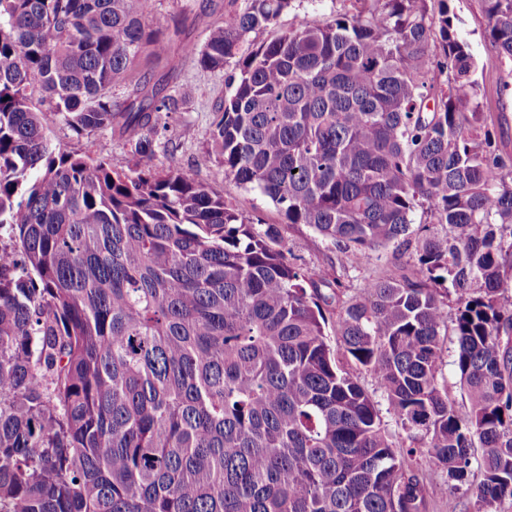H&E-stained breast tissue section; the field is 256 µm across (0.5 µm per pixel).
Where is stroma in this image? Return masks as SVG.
I'll use <instances>...</instances> for the list:
<instances>
[{
	"mask_svg": "<svg viewBox=\"0 0 512 512\" xmlns=\"http://www.w3.org/2000/svg\"><path fill=\"white\" fill-rule=\"evenodd\" d=\"M226 3L227 0H156L154 19L164 25L184 20L187 41L200 46L210 28L223 23ZM450 6L458 18L459 35L467 42L477 64L472 78L478 85L481 110L493 119L500 150L512 153V63L499 61L494 55L481 0H451ZM351 7V0H295L293 9L283 14L275 26L255 31L250 38L260 45L296 26L300 20L326 22ZM236 68V63L231 62L224 70L206 71L182 58L177 49L169 60L139 65L136 76L143 85L164 83L167 93L182 101L179 111L159 114L156 138L159 160L165 165L195 168L203 183L223 193L225 199L250 220L281 225L292 262L306 266L327 265L336 256L334 248L305 225L283 227V219L269 199L225 178L223 167L206 157L213 112L228 94L227 75ZM43 123L53 142L71 150L91 144L95 155L108 159L119 171L129 170L132 165L129 149L118 143L110 131L95 132L86 140L78 138L49 108L44 111ZM481 479V473L476 470L464 484L449 481L440 471L425 472L427 512H476L470 488Z\"/></svg>",
	"mask_w": 512,
	"mask_h": 512,
	"instance_id": "35a3bbf8",
	"label": "stroma"
}]
</instances>
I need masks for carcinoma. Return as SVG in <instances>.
I'll list each match as a JSON object with an SVG mask.
<instances>
[{
    "instance_id": "cac0c4a2",
    "label": "carcinoma",
    "mask_w": 512,
    "mask_h": 512,
    "mask_svg": "<svg viewBox=\"0 0 512 512\" xmlns=\"http://www.w3.org/2000/svg\"><path fill=\"white\" fill-rule=\"evenodd\" d=\"M293 2L231 0L182 52L237 60L209 156L330 242L326 267L159 164L152 113L177 97L112 100L182 33L154 25V0H0V512H425L422 470L475 467L477 512L512 498V156L471 104L457 17L355 0L249 40ZM482 2L512 61V0ZM33 79L76 136L111 130L130 171L53 143ZM419 209L448 231L412 227ZM390 244L413 272L344 286ZM451 295L464 415L438 378ZM383 421L386 431L393 443V447L398 454L406 455L409 448H419V444L412 442L408 438L407 432L397 425L385 412Z\"/></svg>"
}]
</instances>
